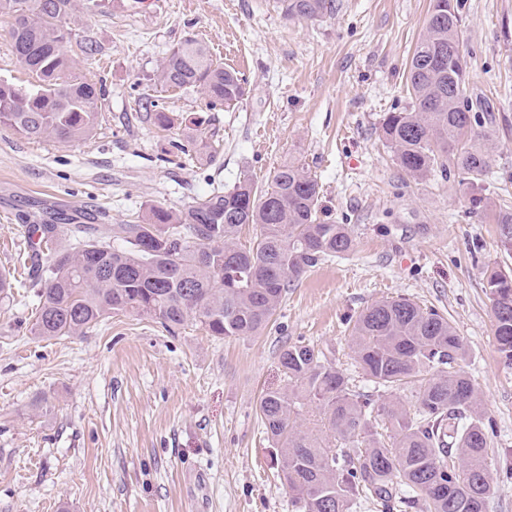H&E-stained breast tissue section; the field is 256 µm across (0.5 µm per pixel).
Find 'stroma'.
I'll return each mask as SVG.
<instances>
[{
	"label": "stroma",
	"instance_id": "stroma-1",
	"mask_svg": "<svg viewBox=\"0 0 512 512\" xmlns=\"http://www.w3.org/2000/svg\"><path fill=\"white\" fill-rule=\"evenodd\" d=\"M430 8L335 0L302 19L282 0H103L76 13L67 51L73 77L103 94L95 132L33 142L0 128V272L14 282L0 300V512H295L258 409L286 385L279 355L304 341L365 389L348 320L398 295L452 320L495 422L492 453L512 467V366L485 291L487 267L512 268L497 224L512 202V0H458L466 93L490 98L497 116L490 172L476 186L455 171L412 179L380 138L384 113L407 101ZM189 38L245 80L244 100L212 110L199 93L160 84ZM87 40L99 48L88 60ZM148 100L180 123L158 129ZM196 118L211 158L185 148L182 123ZM290 160L317 179L321 220L347 225L354 246L295 281L260 334L219 338L126 313L80 337L30 335L26 225L177 212L243 174L267 184Z\"/></svg>",
	"mask_w": 512,
	"mask_h": 512
}]
</instances>
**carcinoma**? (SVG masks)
Instances as JSON below:
<instances>
[{
    "label": "carcinoma",
    "mask_w": 512,
    "mask_h": 512,
    "mask_svg": "<svg viewBox=\"0 0 512 512\" xmlns=\"http://www.w3.org/2000/svg\"><path fill=\"white\" fill-rule=\"evenodd\" d=\"M333 0H284L290 16L316 18ZM101 0H0L9 38L29 86L0 81V128L35 142H80L97 127L100 93L70 76L65 45L80 8ZM462 18L454 0H432L408 65V102L383 115L380 131L399 166L414 178L448 164L476 184L488 175L476 130L494 123L466 95ZM159 80L200 93L214 109L246 95L238 74L202 43L174 46ZM316 178L295 162L264 187L248 175L176 213L153 207L139 224L72 225L60 247L57 225L33 224L28 247L39 271L30 328L39 338L83 336L116 312H134L173 329L192 321L217 337L253 336L280 308L291 283L329 257L349 252L344 224L318 217ZM260 236L240 243L243 227ZM512 247V212L498 216ZM120 240L116 247L112 241ZM494 336L512 365V270H486ZM351 350L372 391H357L315 347L297 341L280 354L288 389L265 393L259 411L298 512H394L421 502L426 512H487L500 490L491 452L493 420L459 368L465 347L452 321L408 297L378 301L350 319ZM411 389L414 409L375 392Z\"/></svg>",
    "instance_id": "carcinoma-1"
}]
</instances>
